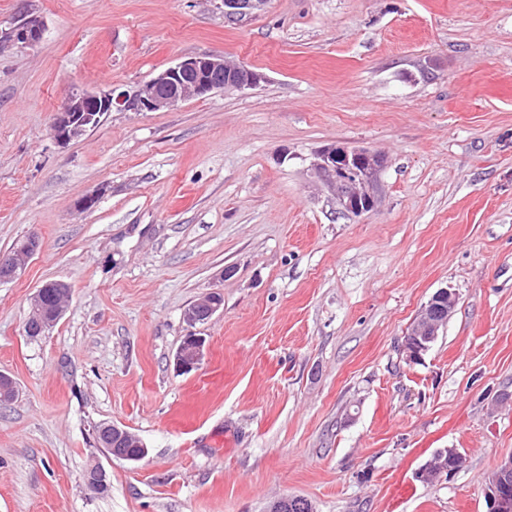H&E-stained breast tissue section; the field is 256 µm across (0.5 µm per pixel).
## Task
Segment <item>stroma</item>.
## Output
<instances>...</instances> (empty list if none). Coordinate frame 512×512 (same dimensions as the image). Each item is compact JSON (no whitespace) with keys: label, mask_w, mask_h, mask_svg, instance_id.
Here are the masks:
<instances>
[{"label":"stroma","mask_w":512,"mask_h":512,"mask_svg":"<svg viewBox=\"0 0 512 512\" xmlns=\"http://www.w3.org/2000/svg\"><path fill=\"white\" fill-rule=\"evenodd\" d=\"M33 9L0 43V512H487L512 455V0H0ZM221 55L263 74L161 112H110L58 144L69 90L128 89ZM380 151L381 201L338 212L319 150ZM98 197L78 212V201ZM62 317L24 332L31 298ZM442 288L458 300L422 360L403 343ZM215 291L223 310L188 326ZM205 339L178 373L184 336ZM114 423L148 453L106 456ZM443 448L466 457L435 481ZM110 488L86 486L91 463ZM224 17L229 21H239L260 14L268 0H223ZM44 28L43 18L39 14L26 10L10 27L7 34L13 44L33 46L41 39ZM21 244V241H19L16 244V247H18ZM38 246V241L33 238L29 237L24 240V243L22 246L18 247L14 250V252L4 258H0V278L1 280H5L8 278V276H16L18 271H22L29 258L33 254V252L36 250ZM25 248V249H23ZM43 289V290H42ZM61 289H68V286L64 283L55 282V283H47L45 284V288H39L34 296L31 299L32 306L38 304L42 300V292H43V306L47 311H51L53 307L55 306L57 300H58V292ZM40 310H33L32 308V317L31 320L34 321L38 317L42 316L43 309ZM448 457L455 460V464L452 469L448 468L451 465ZM463 465L464 457L457 449L444 448L437 451L433 458L418 470L416 478L424 483L432 482L441 473L459 470Z\"/></svg>","instance_id":"obj_1"}]
</instances>
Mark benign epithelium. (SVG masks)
Segmentation results:
<instances>
[{
	"instance_id": "obj_1",
	"label": "benign epithelium",
	"mask_w": 512,
	"mask_h": 512,
	"mask_svg": "<svg viewBox=\"0 0 512 512\" xmlns=\"http://www.w3.org/2000/svg\"><path fill=\"white\" fill-rule=\"evenodd\" d=\"M223 2L224 17L230 21H239L260 14L268 0ZM44 28L43 18L26 10L7 34L13 44L33 46L41 39ZM262 79L261 73L230 62L222 56L188 57L163 69L131 90H72L63 107L54 114L51 132L58 143L66 145L96 127L101 117L108 112H158L214 91L255 87ZM382 167L381 154L344 145L321 150L315 163L319 176L334 191L341 210L354 216L375 209ZM37 246L38 241L29 237L10 256L1 257L0 278L5 280L23 270ZM456 303V293L448 288H441L422 305L403 346L408 362L414 363L422 359L437 339L440 329L448 323ZM221 306L219 293H205L185 310L184 320L191 326L204 322L215 315ZM203 345L201 337L192 333L185 336L174 357L176 368L182 373L197 368L203 354ZM450 457L455 460L454 469L462 468L463 455L455 448H444L437 451L418 470L416 478L428 483L441 473L450 471ZM511 476L512 455L500 463L489 481L486 492L489 512H512V482L509 481ZM86 482L95 494H103L109 490L107 473L100 465H93L86 471Z\"/></svg>"
}]
</instances>
